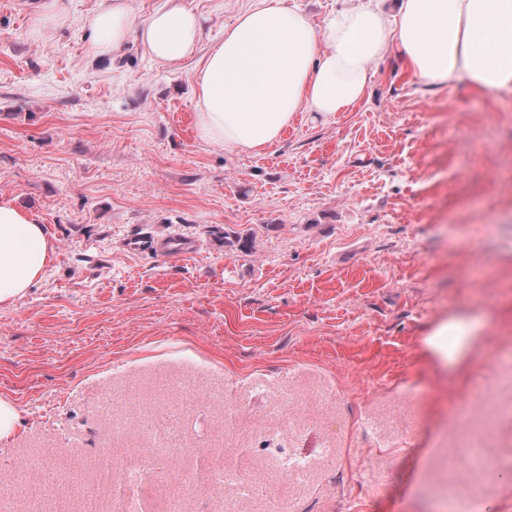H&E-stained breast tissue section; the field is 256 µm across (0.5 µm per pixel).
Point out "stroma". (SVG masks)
<instances>
[{
    "label": "stroma",
    "mask_w": 512,
    "mask_h": 512,
    "mask_svg": "<svg viewBox=\"0 0 512 512\" xmlns=\"http://www.w3.org/2000/svg\"><path fill=\"white\" fill-rule=\"evenodd\" d=\"M42 2L0 0V201L54 245L0 307L9 512H117L112 460L140 467L172 405L185 453L147 512H512V92L427 87L392 44L351 111L234 151L197 138L194 78L253 0H182L203 30L173 66L91 54L107 0ZM173 234L191 254L124 247ZM462 314L484 326L442 363L426 339ZM221 467L263 495L211 487ZM22 426L17 407L10 401L0 399V441L9 439Z\"/></svg>",
    "instance_id": "1"
}]
</instances>
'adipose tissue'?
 <instances>
[{
  "label": "adipose tissue",
  "mask_w": 512,
  "mask_h": 512,
  "mask_svg": "<svg viewBox=\"0 0 512 512\" xmlns=\"http://www.w3.org/2000/svg\"><path fill=\"white\" fill-rule=\"evenodd\" d=\"M357 0L314 24L302 12L256 0L211 46L196 74V131L209 145L252 151L279 141L295 114L328 120L364 97L370 62L397 43L415 75L430 85L512 90V0ZM91 51L117 52L137 37L155 61L173 64L199 44L201 20L181 0H167L135 20L112 0L87 21ZM52 244L44 225L0 202V306L23 297L44 272ZM476 324L459 317L427 340L441 360L467 346Z\"/></svg>",
  "instance_id": "1"
}]
</instances>
